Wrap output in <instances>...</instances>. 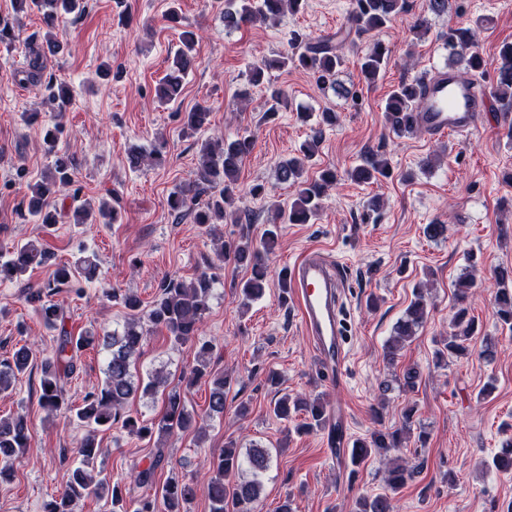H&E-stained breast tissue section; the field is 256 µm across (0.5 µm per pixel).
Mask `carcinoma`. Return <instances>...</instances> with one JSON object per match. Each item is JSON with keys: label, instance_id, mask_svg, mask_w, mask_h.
<instances>
[{"label": "carcinoma", "instance_id": "carcinoma-1", "mask_svg": "<svg viewBox=\"0 0 512 512\" xmlns=\"http://www.w3.org/2000/svg\"><path fill=\"white\" fill-rule=\"evenodd\" d=\"M16 12L38 11L42 13L48 29L56 28L61 15L80 14L85 8V0H12ZM407 0H352L348 21L359 32L380 31L388 27L400 14L405 12ZM303 0H228L224 8V28L238 29L255 21L278 23L287 13H297ZM446 42L450 57L468 73L472 79L484 76L489 67H494L492 94L504 104H512V43H505L499 50L497 63L487 61L477 50L474 33L469 28H448ZM195 39L191 31L181 35V47L174 53L168 72L156 88V96L162 102L176 100L182 93V82L195 64ZM388 52L377 42L360 60V71L372 83L386 68ZM343 60L336 46L329 38L319 39L305 45L300 53L281 54L266 59L248 70L247 80L252 86L263 84L265 73L272 69L288 66L301 68L313 74L318 88L334 90L338 95L349 98L354 91L336 83V74ZM22 80L45 85L46 103L55 115L54 124L44 130L43 143L47 153L55 156L52 167L37 180L27 184L23 203L29 214L38 217L43 224L58 223L57 208L51 200L60 189L72 184L73 163L68 155L58 153L57 145L64 133L60 122L73 98L71 88L44 77L40 56H34L28 70L22 72ZM419 79L401 82L393 89L384 103L385 125L397 137L415 133L411 118L420 107L421 100L416 86ZM209 112L197 107L181 115L183 129L195 133L207 123ZM339 120L337 113L324 111L311 127L308 139L299 145L297 153L278 166L281 182L295 189V198L288 209L275 208L272 223L309 224L318 215L321 201L329 188L337 181L336 169L326 166L314 178L305 176L307 163L318 153L323 139L324 128L334 126ZM254 146L253 138L240 136L213 144L204 142L199 150V161L194 177L187 185L177 188L168 198L170 211L194 213V222L213 230V225L222 224L227 218L237 220L239 208L238 180L242 164ZM162 160L161 151L155 147L150 152L141 149L127 154V162L132 168L156 164ZM391 176L388 160L379 153L367 154L362 162L347 171V178L357 183H369ZM277 240V229L268 228L259 243L250 239L238 241L220 240L217 256L231 258L237 265L251 270V276L243 282L241 294L247 305L262 296L267 276V256ZM51 260L48 249L35 242L20 243L0 255V282L22 280L30 271L46 265ZM97 272L94 256L80 252L74 261L58 266L52 280L43 288L28 293L26 300L44 325L51 330H60L55 351L41 358L22 345L11 356L0 360V394L13 390L18 377L34 367H40L38 393L40 406L52 414L69 409L64 394V380L77 369L78 353L94 344H102L107 352L104 379L93 391L83 397L82 405L75 409L76 419L89 428L88 435L77 450V461L66 472L61 493L44 503L43 512H74V505L88 497L102 500L111 506V512H128L122 489L105 478L95 475L98 460L103 454L94 432L112 428V423L122 420V426L129 433L139 437H157L162 442L177 433L200 435L204 426L194 412L188 410L183 392L178 386L168 387L167 377L161 370L148 375L143 380L134 374L135 363L141 348L152 332L164 330L175 345L195 341L200 324L210 309L213 298L214 277L205 272L193 281L171 279L161 286L160 292L148 310L142 309V302L135 294L122 297L127 317L118 330L103 337L93 332L71 335L64 328V310L54 303L52 296L59 288H70L80 279H92ZM499 285L495 295L496 315L499 322L512 329V270L502 268L496 273ZM474 285L469 274L461 276L457 282L456 303L450 319V334L442 347L435 351V361L443 363L454 358L468 357L470 344L477 335V327L469 318L466 299L468 290ZM427 289H415V298L404 315L393 328L384 356L393 361L399 356L405 343L411 341L417 330L425 323L429 311ZM196 365L186 380L191 388L203 381L209 386L207 416H224L226 392L231 380L222 372L210 367L212 345L207 342L196 344ZM420 371L407 367L395 379L401 392H412L420 381ZM167 389L165 407L162 414L149 422L139 417H120V410L136 397H153L160 388ZM273 414L282 420L291 414L299 413L302 420L296 425L299 432H311L325 428L327 419L321 398L313 400L293 398L287 394L274 401ZM415 414V406L404 410L403 425L386 427L379 425L369 437L356 442L351 454V464L360 466L368 460L380 457L393 448H403L408 441V423ZM30 444V425L27 416L16 414L0 418V483L11 480L14 465L24 455ZM271 456L258 446L250 448L246 454L237 450L230 440L224 451L212 463V476L207 484V497L210 512H227L233 507L236 512H253L260 498L261 477L269 469ZM492 466L502 472H512V441L495 454ZM248 470L251 478L240 477L242 470ZM415 474V469L397 467L388 473L386 485L392 490L403 487ZM196 496L194 483L172 478L164 483L153 495H144L137 502L134 512H186L187 505ZM358 512H394L392 498L386 493L366 496L358 502Z\"/></svg>", "mask_w": 512, "mask_h": 512}]
</instances>
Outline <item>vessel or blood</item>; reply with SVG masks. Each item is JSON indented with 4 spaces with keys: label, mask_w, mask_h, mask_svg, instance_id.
<instances>
[{
    "label": "vessel or blood",
    "mask_w": 512,
    "mask_h": 512,
    "mask_svg": "<svg viewBox=\"0 0 512 512\" xmlns=\"http://www.w3.org/2000/svg\"><path fill=\"white\" fill-rule=\"evenodd\" d=\"M487 109V97L471 79L455 71L432 74L423 82L422 104L416 114L420 131L435 136L464 134ZM289 288L298 304L301 324L325 379L342 382L351 349L341 312L342 265L326 250L311 248L289 268Z\"/></svg>",
    "instance_id": "vessel-or-blood-1"
}]
</instances>
